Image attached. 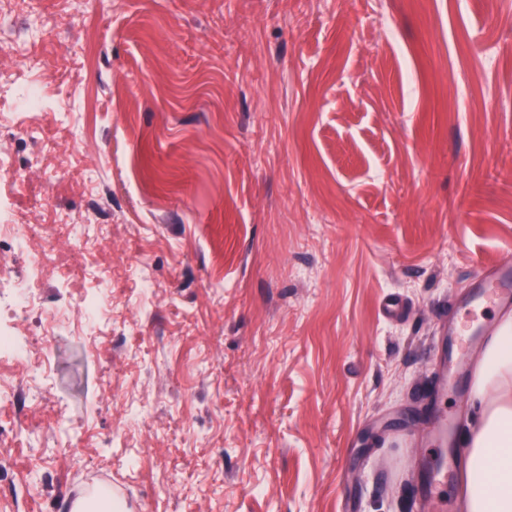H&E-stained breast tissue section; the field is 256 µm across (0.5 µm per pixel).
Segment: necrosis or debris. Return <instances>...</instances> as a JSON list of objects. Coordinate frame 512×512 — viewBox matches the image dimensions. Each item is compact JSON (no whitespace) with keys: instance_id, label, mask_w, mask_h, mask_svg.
Returning <instances> with one entry per match:
<instances>
[{"instance_id":"necrosis-or-debris-1","label":"necrosis or debris","mask_w":512,"mask_h":512,"mask_svg":"<svg viewBox=\"0 0 512 512\" xmlns=\"http://www.w3.org/2000/svg\"><path fill=\"white\" fill-rule=\"evenodd\" d=\"M14 103L21 114L11 128L14 139L36 144L28 169L18 168L13 154L0 150V172H16L19 180H28L29 168L38 167L47 150L40 147L38 120L47 100L44 87L35 81L0 85V103ZM108 224H72L66 216L56 215L53 223L32 224L25 213L0 208V356L11 358L20 368L19 389H27L35 378L30 367L40 349L39 338L22 334L18 326L33 313H41L42 336L61 331L64 323L57 312L45 309L41 288L45 279H53L62 288L82 280L85 290L80 296L82 332L87 336L103 335V315L112 302L111 281L86 259L109 239ZM23 256V269H16V256Z\"/></svg>"}]
</instances>
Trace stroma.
<instances>
[{
	"instance_id": "1",
	"label": "stroma",
	"mask_w": 512,
	"mask_h": 512,
	"mask_svg": "<svg viewBox=\"0 0 512 512\" xmlns=\"http://www.w3.org/2000/svg\"><path fill=\"white\" fill-rule=\"evenodd\" d=\"M13 25V74L71 115L32 178L111 225L112 312L89 341L46 284L67 327L0 405V441L32 434L0 512L109 478L124 512H417L413 461L448 451L389 434L455 414L442 313L493 322L460 300L512 250V0H35Z\"/></svg>"
}]
</instances>
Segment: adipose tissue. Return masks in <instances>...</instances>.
Wrapping results in <instances>:
<instances>
[{"instance_id": "obj_1", "label": "adipose tissue", "mask_w": 512, "mask_h": 512, "mask_svg": "<svg viewBox=\"0 0 512 512\" xmlns=\"http://www.w3.org/2000/svg\"><path fill=\"white\" fill-rule=\"evenodd\" d=\"M463 429V512H512V314L497 315L495 331L473 370Z\"/></svg>"}]
</instances>
